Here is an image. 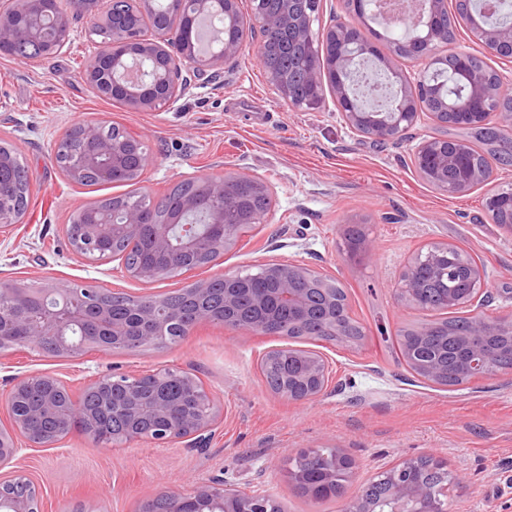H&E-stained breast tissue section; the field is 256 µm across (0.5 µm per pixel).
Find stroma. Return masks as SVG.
Here are the masks:
<instances>
[{
    "mask_svg": "<svg viewBox=\"0 0 512 512\" xmlns=\"http://www.w3.org/2000/svg\"><path fill=\"white\" fill-rule=\"evenodd\" d=\"M89 27L72 20L70 40L54 56L24 64L0 55V140L13 147L33 183L26 215L0 230V284L78 282L141 296L263 264L300 262L340 282L364 338L352 346L317 343L331 363L332 382L322 396L301 403L275 395L256 369L280 337L213 322L178 345L144 352L54 358L32 347L20 356L0 354V389L7 378L42 370L58 373L78 395L99 376L177 368L197 376L224 406L201 451L177 442L96 445L77 433L59 447L27 451L19 465L41 492L42 512H135L165 488L188 490L218 479L279 500L291 495L285 477L291 460L312 448H340L354 459L353 493L404 459L438 456L455 477L450 512H512V371L456 386L432 384L407 368L397 337L404 327L439 318L398 298L408 259L434 243L457 245L484 267L489 300L461 308V315L512 313V235L485 207L492 189L512 182V170L448 196L412 165L416 145L436 132L432 121L401 140L377 142L351 131L333 99L315 110H290L258 66L257 32L216 82L192 89L174 106L129 111L83 78L99 43ZM80 123H118L140 136L150 162L136 185L149 194L163 195L189 178L241 172L270 184L272 207L236 248L180 277L137 281L124 275L121 261L83 260L65 234L71 215L125 189L84 186L62 174L57 139ZM348 224L364 227L376 244L373 256L349 257L342 234Z\"/></svg>",
    "mask_w": 512,
    "mask_h": 512,
    "instance_id": "35a3bbf8",
    "label": "stroma"
}]
</instances>
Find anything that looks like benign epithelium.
<instances>
[{
  "label": "benign epithelium",
  "mask_w": 512,
  "mask_h": 512,
  "mask_svg": "<svg viewBox=\"0 0 512 512\" xmlns=\"http://www.w3.org/2000/svg\"><path fill=\"white\" fill-rule=\"evenodd\" d=\"M346 17L335 18L327 27H314L321 0H278V8L254 9L244 16L239 0H142L143 13L156 20L151 36L141 26V16L112 15L103 23L111 27L112 38L98 44L97 50L84 70L86 83L101 97L120 99L134 111H148L178 102L193 87L207 84L221 75L224 66L234 64L244 51V40L235 32L239 29L259 28L263 39L286 36L289 42L303 49L318 48L316 59L309 65L306 83L329 92L346 125L374 141L402 138L418 124L421 118L439 120L450 113L461 114L474 124H484L496 115L501 123L512 125V110L500 105L501 77L490 63H512V24L502 22L483 0H455V9L448 10V0H427L428 12L411 8L405 12L416 15V27L399 38L389 36L388 54H379L377 48L358 23L367 10L378 13L374 0H346ZM466 24L472 38L482 48V63L473 65V54L454 51L452 55L458 70L467 74L465 95L448 99L447 68L434 71V63L448 62L440 50L449 46L448 34ZM70 35V19L66 12L41 9V0H0V54L9 55L27 63L30 57L12 51L13 44L24 37L42 43L55 54L63 49ZM375 59L382 71L398 85L392 104L383 110L361 100L353 91L358 66L364 60ZM411 60L420 66L416 83H405L397 63ZM267 82L276 95L294 111H308L319 105L303 98L287 84L281 73L263 67ZM81 136L89 148L63 161L65 174L79 182L84 170L92 167L104 180L122 172L132 175L147 164L143 142L131 134L119 143L99 142L98 125L81 126ZM413 164L419 174L430 183L453 194H464L485 182L493 172V162L470 164L462 143L446 144L434 137L420 142L413 154ZM247 189L258 194L271 192L265 182L242 173L226 172L219 177L200 179L196 190L182 200L179 216L203 215L209 224L210 250L222 256L237 244L238 225L228 224L224 214L238 206V191ZM512 200V184L503 187L500 197L492 199L489 208L498 217V223L512 234V207L499 205V198ZM16 204L0 186V222L11 221ZM147 224L146 214L134 208L100 212L94 223L83 225L82 236L71 244L78 256L90 262L108 259L103 242L136 237ZM178 224L152 225L153 249L164 255L162 265L124 266L127 276L145 282L169 278L185 268L184 258L197 247L198 238L189 232L190 225L182 226L179 243H173ZM455 246L439 244L406 266L401 288L403 300L421 307L420 296L424 286L421 277L429 282L448 279V274H460L471 287L448 296V307L454 308L477 300L484 273L474 262H462L454 269L448 267V251ZM265 270L273 271L277 287L250 289L249 302L242 306L240 274H221L192 282L185 292L194 299L207 295L213 282H224V327L252 333L267 332L266 310L277 304H288V314L297 324L309 320L316 312L332 328L339 342L348 341L343 320L337 315L341 301L335 281L305 263H272ZM9 294L13 309H0V346L23 353L28 346L43 348L42 341L50 340L53 350L63 358L78 356L89 347L104 352L116 346L141 348L158 346L165 341V329L183 318L180 308L168 303L164 296L150 295L138 301L140 334L127 336L124 328L113 322L100 289L78 288L74 284L42 288L38 306L27 302L28 289L23 284L7 283L0 286V297ZM512 348V315L489 318L476 316L470 329L458 341L459 367L457 373L471 380L496 374L493 369L500 346ZM289 357L298 364V372L288 377V384L278 395L293 402H305L319 397L327 388L330 371L328 359L320 352L301 347L285 346ZM408 360L416 368L415 374L431 383L448 379V364L422 360L417 350L405 346ZM135 375L114 373L95 378L86 389L98 396L99 411L90 409L84 398H70L61 407L56 393L69 394L66 382L58 375L33 371L10 379L7 388L0 391V402L8 410L9 424L0 426V466L11 465L20 457L23 448L17 435H23L31 446L54 445L72 432L73 421L79 419L85 426L84 436L97 440L102 428L99 414L106 418L129 420L125 434L114 444H127L146 438L140 430V421H157L154 441L169 444L183 441L188 448L206 445L213 428L224 415V409L211 394L202 389L192 376L166 374L163 380L183 381L196 393L198 410L187 412L169 401L161 392L154 391L143 398L133 392ZM121 385L125 396L115 399L112 387ZM35 417H49L57 426L50 437L34 435L30 424ZM422 457H412L384 470L389 481V494L380 505H371L361 495L350 498L348 512H442L437 492L424 483L408 478L421 463ZM349 457L336 452L332 468L317 483H307L301 471H292L288 477L308 484L310 495L336 487V472H351ZM175 504L173 512H272V502L265 494L243 498L238 489L224 481L201 483L190 492L168 488L162 492ZM41 492L22 474L0 481V512H41Z\"/></svg>",
  "instance_id": "obj_1"
}]
</instances>
